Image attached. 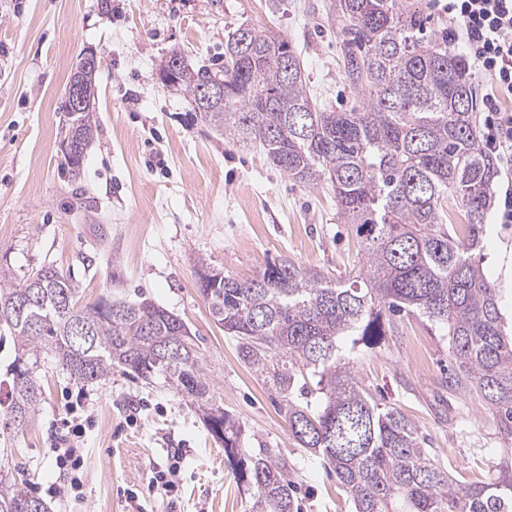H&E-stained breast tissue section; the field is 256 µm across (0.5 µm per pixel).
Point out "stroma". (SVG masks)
<instances>
[{"mask_svg": "<svg viewBox=\"0 0 512 512\" xmlns=\"http://www.w3.org/2000/svg\"><path fill=\"white\" fill-rule=\"evenodd\" d=\"M335 0H0V266L16 280L50 265L70 277L80 305L108 297L150 300L196 336L214 400L249 433L279 448L300 490L301 512H354L320 456L301 448L267 386L237 356L209 314L197 262L237 279L289 259L328 278L360 266V247L330 187L301 185L261 150L234 143L157 75L181 50L220 71L230 33L249 24L288 40L318 103L359 107L340 66ZM100 61L99 124L80 180L61 171L58 130L72 65ZM486 220L483 269L512 331V224ZM363 385L417 426L434 460L460 482H486L512 465V435L474 393L450 386L448 340L409 314L394 334L347 350ZM25 431L0 426V461L44 496L65 483L51 444L73 417L86 428L83 500L51 499L49 512H248L250 498L224 463L197 405L162 378L121 372L94 383L55 359ZM178 464L169 490L148 492L156 471Z\"/></svg>", "mask_w": 512, "mask_h": 512, "instance_id": "35a3bbf8", "label": "stroma"}]
</instances>
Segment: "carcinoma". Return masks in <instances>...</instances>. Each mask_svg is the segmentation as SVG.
Returning <instances> with one entry per match:
<instances>
[{
	"label": "carcinoma",
	"instance_id": "1",
	"mask_svg": "<svg viewBox=\"0 0 512 512\" xmlns=\"http://www.w3.org/2000/svg\"><path fill=\"white\" fill-rule=\"evenodd\" d=\"M334 12L345 22L341 63L361 109L317 107L288 41L241 25L225 44L224 104L212 106L207 123L262 148L292 180L330 186L362 247L363 272L333 282L282 259L250 279L225 276L199 290L238 358L278 397L293 438L322 457L354 512H512L511 476L457 482L434 463L417 426L376 402L342 357L344 337L374 345L394 331L392 317L415 313L448 337L454 385L491 406L512 435V336L480 264L497 162L481 144L464 60L404 0H337ZM245 34L251 54L241 56L235 44ZM172 68V86L193 102L213 75L188 66L178 50L159 72ZM69 121L81 154L64 164L77 179L97 117L83 109ZM456 214L464 223H454ZM76 294L52 266L19 283L0 266V330L13 343L4 373L8 425L22 431L33 422L45 354L82 382L114 370L160 376L197 404L225 464L250 491L249 512H300L278 449L247 447L245 425L226 410L217 433L207 363L182 319L147 300L102 298L87 307ZM76 321L87 339L74 336ZM0 512L49 510L0 469Z\"/></svg>",
	"mask_w": 512,
	"mask_h": 512
}]
</instances>
